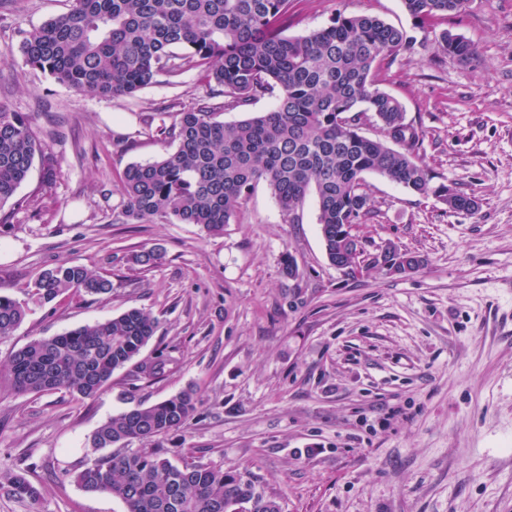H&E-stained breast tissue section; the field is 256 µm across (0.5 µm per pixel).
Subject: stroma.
<instances>
[{"instance_id": "1", "label": "stroma", "mask_w": 512, "mask_h": 512, "mask_svg": "<svg viewBox=\"0 0 512 512\" xmlns=\"http://www.w3.org/2000/svg\"><path fill=\"white\" fill-rule=\"evenodd\" d=\"M69 5L10 0L0 9V104L28 116L57 169L47 188L34 165L17 192L24 206L0 209V293L28 308L0 338V366L31 340L131 308L159 321L138 361L167 366L148 380L129 363L90 398L16 394L0 375V472L40 491L31 501L0 488V512H126L75 481L94 432L188 389L197 408L159 447L176 464L250 473L282 512H512V0H469L443 21L477 46L466 65L438 51L439 30L415 27L402 0H294L293 36L340 11L424 39L383 65L377 86L422 132L434 184L479 203L476 214L456 213L366 175V250L390 241L425 264L404 277L354 278L325 255L315 196L292 224L262 182L220 236L118 221L124 168L164 151L147 117L189 107L207 88L191 71L101 98L26 65L20 32ZM155 248L160 262L133 263ZM64 263L108 278L111 295L32 297L39 273Z\"/></svg>"}]
</instances>
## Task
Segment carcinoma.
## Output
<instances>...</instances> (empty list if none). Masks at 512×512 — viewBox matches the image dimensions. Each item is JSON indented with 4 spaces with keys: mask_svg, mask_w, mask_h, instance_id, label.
<instances>
[{
    "mask_svg": "<svg viewBox=\"0 0 512 512\" xmlns=\"http://www.w3.org/2000/svg\"><path fill=\"white\" fill-rule=\"evenodd\" d=\"M293 0H72L70 8L24 35L19 52L27 65L81 95L132 96L160 79L176 82L197 71L210 87L180 112H160L156 135L166 145L155 160L132 163L123 173V223L196 224L209 236L236 221L250 192L265 182L291 224L315 193L318 224L328 260L356 276V248L347 227L364 224L373 210L364 176L379 174L414 193L434 196L448 209L474 215L477 201L451 186L431 185L423 138L406 122L401 103L380 90L384 62L415 52L416 39L371 15L335 14L306 35H286ZM415 25L425 29L465 11L467 0H402ZM438 48L463 63L476 46L443 30ZM275 107L232 124L227 108H246L266 94ZM172 118L166 122V118ZM375 119L384 139L362 125ZM40 162L46 183L56 167L19 112L0 105V208ZM409 251L389 242L370 258L369 269L386 274ZM34 296H106L109 279L83 265L42 271ZM26 317V306L0 294V337ZM158 321L141 309L34 339L14 351L5 366L18 394L66 390L97 394L114 371L133 361L153 337ZM196 393L183 391L104 422L91 439L76 481L88 493H108L127 512H281L280 503L258 491L254 480L222 467L186 460L172 463L148 443L181 428L195 411ZM147 443L132 449L129 443ZM112 449L108 454L100 453ZM0 485L19 498L39 496L23 475L6 473Z\"/></svg>",
    "mask_w": 512,
    "mask_h": 512,
    "instance_id": "carcinoma-1",
    "label": "carcinoma"
}]
</instances>
